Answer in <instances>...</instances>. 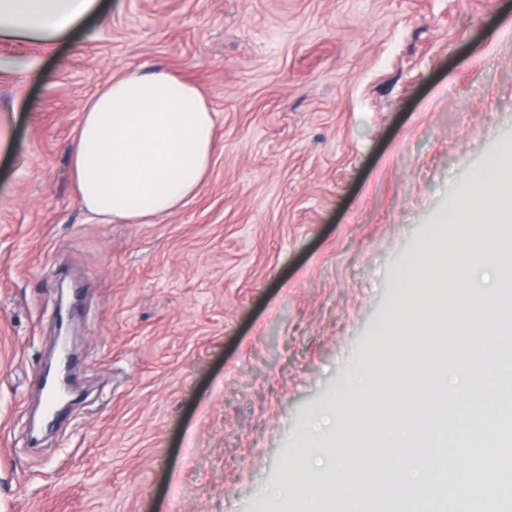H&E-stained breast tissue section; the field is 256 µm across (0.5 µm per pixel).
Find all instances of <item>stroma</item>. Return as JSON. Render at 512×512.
<instances>
[{"mask_svg":"<svg viewBox=\"0 0 512 512\" xmlns=\"http://www.w3.org/2000/svg\"><path fill=\"white\" fill-rule=\"evenodd\" d=\"M38 79L16 82L30 60ZM165 68L215 114L198 194L84 208L70 147L112 78ZM512 147V0H100L0 52V512H280L360 436L336 397L395 365L398 273ZM66 296L80 400L31 435Z\"/></svg>","mask_w":512,"mask_h":512,"instance_id":"35a3bbf8","label":"stroma"}]
</instances>
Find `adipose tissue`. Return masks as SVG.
I'll return each instance as SVG.
<instances>
[{"label":"adipose tissue","mask_w":512,"mask_h":512,"mask_svg":"<svg viewBox=\"0 0 512 512\" xmlns=\"http://www.w3.org/2000/svg\"><path fill=\"white\" fill-rule=\"evenodd\" d=\"M96 7L97 0H0V39L48 43ZM214 148L200 88L162 69L127 73L84 106L72 177L91 214L148 224L198 193Z\"/></svg>","instance_id":"adipose-tissue-1"}]
</instances>
